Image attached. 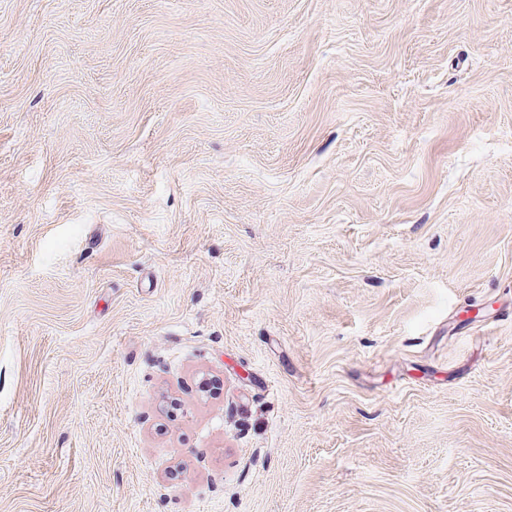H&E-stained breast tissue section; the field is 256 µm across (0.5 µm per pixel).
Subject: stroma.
Returning a JSON list of instances; mask_svg holds the SVG:
<instances>
[{"label": "stroma", "mask_w": 512, "mask_h": 512, "mask_svg": "<svg viewBox=\"0 0 512 512\" xmlns=\"http://www.w3.org/2000/svg\"><path fill=\"white\" fill-rule=\"evenodd\" d=\"M0 512H512V0H0Z\"/></svg>", "instance_id": "35a3bbf8"}]
</instances>
